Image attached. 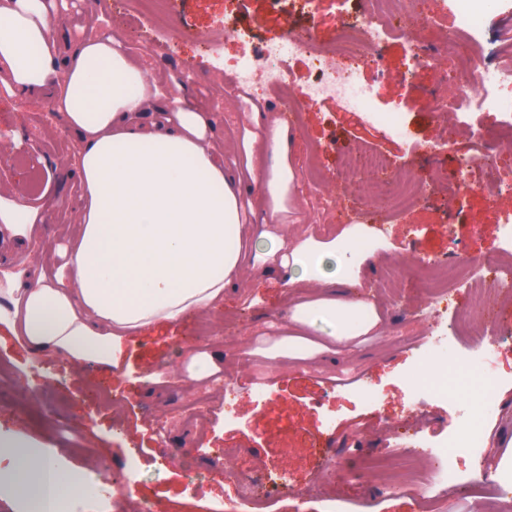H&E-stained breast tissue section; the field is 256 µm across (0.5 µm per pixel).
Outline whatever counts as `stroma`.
<instances>
[{"label": "stroma", "instance_id": "stroma-1", "mask_svg": "<svg viewBox=\"0 0 512 512\" xmlns=\"http://www.w3.org/2000/svg\"><path fill=\"white\" fill-rule=\"evenodd\" d=\"M107 3V25L124 33L151 71L172 84L185 82L187 94L215 108L219 138L245 120L240 102L225 90L224 61L234 56L236 46L222 40L223 25L248 32L257 48L275 44L284 28L301 32L314 25L319 42L329 45L341 19L368 6L367 0H317L311 16L297 9L295 0H169L152 12L134 0ZM218 39L223 51L217 55L211 47ZM381 56L383 70L366 67L359 78L377 84L379 108L399 105L406 134H387L324 100L303 109L295 166L298 176L313 169L319 175L317 188L300 194L308 223L319 228L368 224L386 236L388 250L363 265L361 277L383 303L387 336L321 361L282 368L254 356L249 366H240L244 348L261 346L260 331L279 319L287 291L286 276L268 283L258 268L249 274L250 297H257V304L228 300L209 321L189 318L135 338L118 373L29 354L0 332V367L8 372L0 384V442H26L59 465L82 472L85 512H111L110 502L101 497L108 486L101 473L132 460L138 475L130 512H226L238 493L229 475L257 471L281 474L295 491L275 500L268 512H420L426 496L432 512H473L475 496L427 491L412 477L400 492L386 495L372 474L358 468L360 454L395 449L401 433L420 428L447 434L471 401L470 383L461 384L457 397L448 400L427 396L424 383L413 379L425 360L421 348L407 347L403 339L424 333L425 327L411 255L442 258L454 247L476 257L491 255L499 222L512 218V196L501 197L491 211L481 193L452 202L443 183L430 179V164L413 153V143L440 138L464 152L474 145L447 118L424 112L423 96L436 83L433 74L416 73L407 87L395 81L407 63L402 42L389 41ZM14 136L19 142L12 156L0 157L2 182L33 179L42 172L43 159H65L76 141L61 119L38 103L0 92V140ZM363 149L383 155L393 168L412 169L426 180L425 194L396 212L370 203L341 178L347 159ZM492 331V325L479 323L468 339L448 335L441 344L444 357L457 367L505 385L499 404L477 423L484 437L483 463L491 471L512 442V336L500 341L491 366L471 367L469 358L483 334ZM185 336L221 351L231 380L241 381L250 368L262 367L268 382L228 396L209 381L213 406L207 429L188 420L173 426L162 443L155 436L157 423L176 414L196 389L153 382L149 376L178 365L175 344ZM347 369L354 370L355 380L329 387V380ZM23 404L41 412L44 424L21 413Z\"/></svg>", "mask_w": 512, "mask_h": 512}]
</instances>
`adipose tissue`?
Returning <instances> with one entry per match:
<instances>
[{
  "instance_id": "obj_1",
  "label": "adipose tissue",
  "mask_w": 512,
  "mask_h": 512,
  "mask_svg": "<svg viewBox=\"0 0 512 512\" xmlns=\"http://www.w3.org/2000/svg\"><path fill=\"white\" fill-rule=\"evenodd\" d=\"M66 0H0V91L41 98L78 143L44 165L38 198L0 188V229L11 240L62 252V272L0 262V326L35 354L118 369L126 344L189 316H211L245 278L252 248L264 275L284 274L285 314L262 354L292 364L383 336L385 316L362 295L360 268L385 242L364 224L315 231L299 208L297 130L257 108L235 139L217 141L215 117L193 98L158 92L142 57L113 30L63 51ZM81 187L74 234L43 224L64 209L63 174ZM176 383H204L219 358L195 339L178 343ZM32 512H55L79 491V473L23 444L0 451Z\"/></svg>"
}]
</instances>
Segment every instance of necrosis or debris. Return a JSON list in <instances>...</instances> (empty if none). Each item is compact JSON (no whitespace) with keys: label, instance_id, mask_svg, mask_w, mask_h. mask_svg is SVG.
<instances>
[{"label":"necrosis or debris","instance_id":"necrosis-or-debris-1","mask_svg":"<svg viewBox=\"0 0 512 512\" xmlns=\"http://www.w3.org/2000/svg\"><path fill=\"white\" fill-rule=\"evenodd\" d=\"M368 2L367 14L342 20L332 47L318 43L311 32H290L280 38L275 49L258 52L249 47L241 31L225 27V36L239 45L237 54L225 64L235 79L234 94L253 103L271 90L288 86L291 75L286 61L301 54L308 61L312 77L306 104L313 106L331 99L347 112L381 115L388 131L398 133L402 130L398 113H378L372 88L359 85L357 79L361 63L379 64L376 50L380 44L401 41L408 52V67L398 74V83L407 84L411 75L421 70L435 72L445 91L427 99V112L448 113L477 146L475 152L458 154L460 178L449 186V193L478 190L489 200L503 193L512 194V176L501 173L495 162L497 151L512 144V70L486 68L485 52H466L469 45L480 41L481 12L496 11L499 0H481L477 8L471 0H455L457 23L448 27L437 47L421 43L409 26L397 21L406 0ZM477 112L499 113L495 137L485 138L470 123V116ZM343 178L362 185L370 198L391 202L397 210L423 192L422 184L408 172L388 174L385 159L371 151L355 156ZM496 267L494 260L477 259L459 251L445 260L418 258L415 273L424 295L429 333L439 330L442 319L438 302L447 296L453 282L466 283L470 288L474 310L489 303L504 280H512V267L500 275L496 274ZM482 446L481 437L464 428L449 431L441 441L415 433L394 453L362 457L361 466L378 478L382 491L394 493L401 490L405 473L412 470L415 456L421 452L430 460L429 485L480 493L494 489L495 484L486 471L468 468L462 456L479 452Z\"/></svg>","mask_w":512,"mask_h":512}]
</instances>
